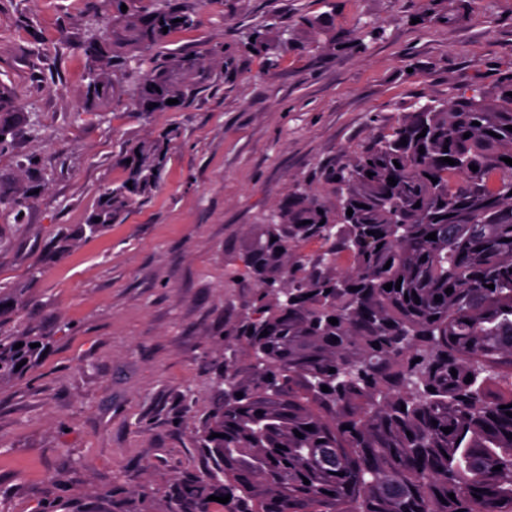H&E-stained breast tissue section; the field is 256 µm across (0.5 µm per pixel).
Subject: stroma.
<instances>
[{
    "label": "stroma",
    "mask_w": 512,
    "mask_h": 512,
    "mask_svg": "<svg viewBox=\"0 0 512 512\" xmlns=\"http://www.w3.org/2000/svg\"><path fill=\"white\" fill-rule=\"evenodd\" d=\"M97 0H0V83L40 134L0 151V180L34 170L38 198L0 205V289L21 296L8 324L43 337L37 365L0 381V512H172L169 486L206 460L224 326L256 287L239 254L249 225L288 192L336 201L326 178L404 113L512 72V0H480L462 22L419 24L420 0H205L164 49L224 47L186 107L150 117L129 95L87 110L80 47ZM325 17L343 46L295 27ZM276 20L292 44L276 61L241 51V32ZM383 28L366 34L367 24ZM178 129L161 185L123 223L52 254L123 178L126 143Z\"/></svg>",
    "instance_id": "35a3bbf8"
}]
</instances>
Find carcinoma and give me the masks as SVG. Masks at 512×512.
Segmentation results:
<instances>
[{
	"instance_id": "cac0c4a2",
	"label": "carcinoma",
	"mask_w": 512,
	"mask_h": 512,
	"mask_svg": "<svg viewBox=\"0 0 512 512\" xmlns=\"http://www.w3.org/2000/svg\"><path fill=\"white\" fill-rule=\"evenodd\" d=\"M470 3L442 11L438 0H422L421 20L454 25ZM298 24L317 38L327 28L319 17ZM193 25L178 0H99L83 40L87 107L125 92L145 115L193 101L212 65L196 54L157 53L168 34ZM275 29L245 28L244 49L279 48ZM508 125L512 73L405 113L329 173L338 178L336 203L298 189L250 227L242 260L257 293L224 330L231 354L199 436L207 468L173 484L178 512H214L208 497L227 494L224 512H512ZM39 131L0 84V150ZM176 138L169 127L132 142L119 160L124 178L57 248L147 202ZM32 198L23 177L0 195L18 214ZM313 242L327 249L311 261L300 248ZM19 303L0 296V379L22 377L43 349L39 337L4 329L1 318Z\"/></svg>"
}]
</instances>
